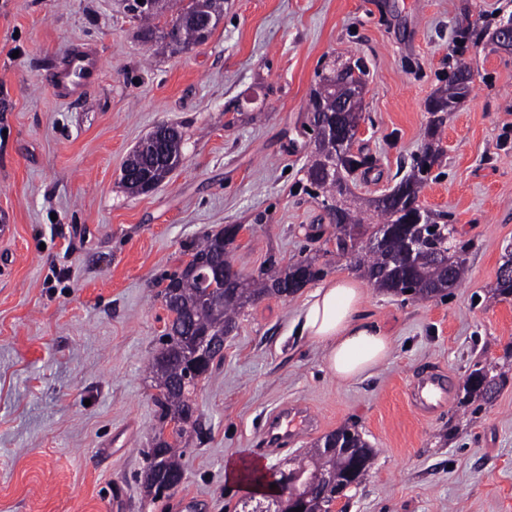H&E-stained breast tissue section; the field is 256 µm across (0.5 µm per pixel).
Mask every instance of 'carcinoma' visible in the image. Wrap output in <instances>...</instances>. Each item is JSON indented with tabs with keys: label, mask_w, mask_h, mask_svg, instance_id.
<instances>
[{
	"label": "carcinoma",
	"mask_w": 512,
	"mask_h": 512,
	"mask_svg": "<svg viewBox=\"0 0 512 512\" xmlns=\"http://www.w3.org/2000/svg\"><path fill=\"white\" fill-rule=\"evenodd\" d=\"M175 4L177 0H171L153 13L136 16L141 23L142 38L150 42L158 36L162 39L163 48L172 53L184 51L199 42L196 26L199 6L206 8L213 30L224 17V0H204L202 3L190 0L186 8L177 10L175 18L159 25L160 18L173 10ZM499 21L500 17L494 16L481 24L467 23L459 30V49L490 39ZM338 74L344 86H357L363 90L369 71L360 58L335 59L327 72L319 74V82L310 95L304 127L313 131L328 118V114L338 112ZM470 82V68L465 63H456L448 76V84L440 88L427 105L429 120L420 156L396 184L400 192L377 198L371 203L381 224L388 226V235L377 249L361 246L363 240L376 237L378 225L364 223L362 211L350 188V177L367 167L369 158L354 153L353 142L343 136L329 140L326 145H316L310 151L305 167L306 191L334 203V208L327 214L330 223L336 226V251L349 258L375 288L393 294L409 290L412 295L424 298L455 287L464 279L466 269L462 255L466 253L468 243L456 240V229L448 221V214L430 211L422 223H407L405 218L408 207L417 200L431 172L425 168L421 157L426 156L431 163H436L440 154V132L447 113L454 111L466 97ZM362 99L361 92L350 96L348 109L340 116L341 128L361 119ZM182 146V135L174 127L150 133L143 147L135 148L126 161L122 176L125 187L135 194L143 193L141 177L144 173L154 181L165 180L174 166L180 163ZM235 240L236 233L228 226L219 234L202 237L184 267L166 277L168 283L162 295L172 317L165 329V339L161 340V347L149 364L150 374L159 390L154 402L160 413L161 426L154 446L146 453V472L153 470L157 463L168 472L184 471L182 458L185 449L178 444L186 433V427L197 424L192 402L195 382L185 380L189 356L192 355L188 349V336L195 332L222 336L224 329L238 328L241 312L257 300L267 295L278 296L285 289L291 294L297 293L301 288L296 281L298 274L309 270L312 281L323 274L322 269L314 268L308 261L282 268L271 256L258 275L246 277L241 283L228 272L220 276L217 269L222 255ZM414 240L418 246L410 256L409 244ZM209 288L212 295L221 299L214 307L198 304L200 294ZM494 295L502 299L512 297V273L497 274ZM493 370L492 366L474 363L465 381L464 399L479 398L486 404L493 403L499 390V384L492 376ZM168 426L171 431L167 434L165 428ZM340 431L362 449V469L368 472L373 465V449L356 429L344 426ZM326 440L325 436L318 440L298 462L297 468L304 473V480L288 489L289 494L305 499L314 507L328 506V500L332 499L328 488L343 479L348 470L344 459L321 454L320 445Z\"/></svg>",
	"instance_id": "cac0c4a2"
}]
</instances>
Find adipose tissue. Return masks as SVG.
Returning a JSON list of instances; mask_svg holds the SVG:
<instances>
[{"mask_svg":"<svg viewBox=\"0 0 512 512\" xmlns=\"http://www.w3.org/2000/svg\"><path fill=\"white\" fill-rule=\"evenodd\" d=\"M360 280L340 277L323 282L304 301L300 333L323 352V365L344 381L371 376L390 357L393 340L361 315Z\"/></svg>","mask_w":512,"mask_h":512,"instance_id":"1","label":"adipose tissue"}]
</instances>
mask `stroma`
Instances as JSON below:
<instances>
[{"label":"stroma","mask_w":512,"mask_h":512,"mask_svg":"<svg viewBox=\"0 0 512 512\" xmlns=\"http://www.w3.org/2000/svg\"><path fill=\"white\" fill-rule=\"evenodd\" d=\"M512 0H224L211 36L177 54L143 42L121 0H0V512H243L224 465L236 456L288 469L352 425L375 452L349 512H512V298L492 289L512 249V53H457L458 29ZM99 55V77L74 102L45 76L73 44ZM369 77L365 133L354 149L359 203L409 171L425 106L456 57L472 71L442 129L443 155L421 191L470 242L468 275L427 299L366 287L363 316L393 338L388 361L356 382L326 372L299 334L308 297L245 308L224 360L193 399L185 479L146 497L139 474L158 421L146 371L169 312L160 281L199 236L244 228L232 260L244 275L269 255L327 278L356 275L337 256L320 200L302 189V124L318 75L338 56ZM161 124L184 140L180 165L155 190L122 183L129 153ZM495 364L493 404L464 402L475 362ZM439 369L446 402L425 415L414 375ZM309 407L318 429L269 449L266 420Z\"/></svg>","instance_id":"obj_1"}]
</instances>
